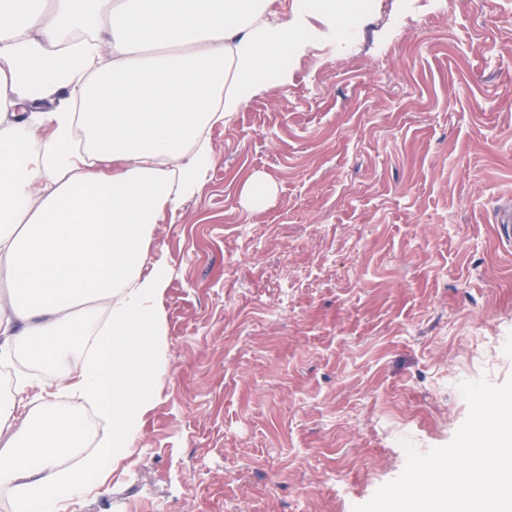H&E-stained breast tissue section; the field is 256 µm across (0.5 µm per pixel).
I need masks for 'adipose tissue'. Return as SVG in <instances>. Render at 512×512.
Segmentation results:
<instances>
[{"label": "adipose tissue", "instance_id": "adipose-tissue-1", "mask_svg": "<svg viewBox=\"0 0 512 512\" xmlns=\"http://www.w3.org/2000/svg\"><path fill=\"white\" fill-rule=\"evenodd\" d=\"M0 0V486L15 512H68L140 441L167 373L164 267L148 245L212 161L205 132L288 79L362 0ZM77 457L70 468L62 455Z\"/></svg>", "mask_w": 512, "mask_h": 512}]
</instances>
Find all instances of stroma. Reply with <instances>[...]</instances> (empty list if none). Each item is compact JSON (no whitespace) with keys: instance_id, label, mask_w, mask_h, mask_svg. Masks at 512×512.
Listing matches in <instances>:
<instances>
[{"instance_id":"obj_1","label":"stroma","mask_w":512,"mask_h":512,"mask_svg":"<svg viewBox=\"0 0 512 512\" xmlns=\"http://www.w3.org/2000/svg\"><path fill=\"white\" fill-rule=\"evenodd\" d=\"M373 0L208 131L157 224L168 373L70 512H354L512 377V0ZM267 181L262 207L243 196Z\"/></svg>"}]
</instances>
